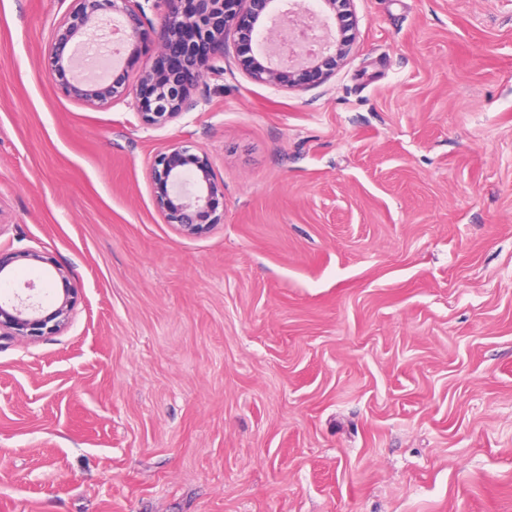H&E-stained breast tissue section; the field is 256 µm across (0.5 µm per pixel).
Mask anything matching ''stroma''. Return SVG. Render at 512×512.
Returning <instances> with one entry per match:
<instances>
[{
	"label": "stroma",
	"mask_w": 512,
	"mask_h": 512,
	"mask_svg": "<svg viewBox=\"0 0 512 512\" xmlns=\"http://www.w3.org/2000/svg\"><path fill=\"white\" fill-rule=\"evenodd\" d=\"M70 0H0V251L71 269L0 342V512H512V0H353L283 90L234 59L163 126L46 78ZM205 152L184 236L154 157ZM190 147L182 143L171 145L154 157L149 173L158 211L185 236L197 235L224 221V187L217 181L208 156L192 152ZM191 166L196 173V190L177 192L175 186L181 174ZM49 278L65 285L48 311L38 295L30 293L23 298L14 293L11 298H0V340H34L62 332L71 319L75 307V288H68L72 276L70 269L55 264Z\"/></svg>",
	"instance_id": "obj_1"
}]
</instances>
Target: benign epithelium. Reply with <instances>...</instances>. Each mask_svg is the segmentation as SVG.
<instances>
[{
  "instance_id": "7a95c632",
  "label": "benign epithelium",
  "mask_w": 512,
  "mask_h": 512,
  "mask_svg": "<svg viewBox=\"0 0 512 512\" xmlns=\"http://www.w3.org/2000/svg\"><path fill=\"white\" fill-rule=\"evenodd\" d=\"M152 3L156 18L147 16ZM352 0H321L316 15L322 38L306 43L304 31L296 32L298 49L284 51L278 23L300 13L295 0H72L70 10L54 22L48 40L50 76L77 102L102 107L123 100L148 125L165 124L200 103L204 78L223 71L217 62L231 56L253 81L280 88H305L328 78L353 47L355 21ZM117 23L124 51L141 60L136 82L126 75L110 82L82 75L80 47L87 43L102 20ZM157 51L153 59L142 52L146 35ZM194 167L196 190H175L181 174ZM154 203L166 221L185 236L201 233L224 221V187L213 172L208 156L182 143L156 155L150 166ZM30 250L0 254V275L18 261H41ZM70 269L54 265L49 278L65 285L53 308L47 310L35 285L30 294L0 298V340H34L62 332L75 307L76 289L66 287Z\"/></svg>"
}]
</instances>
